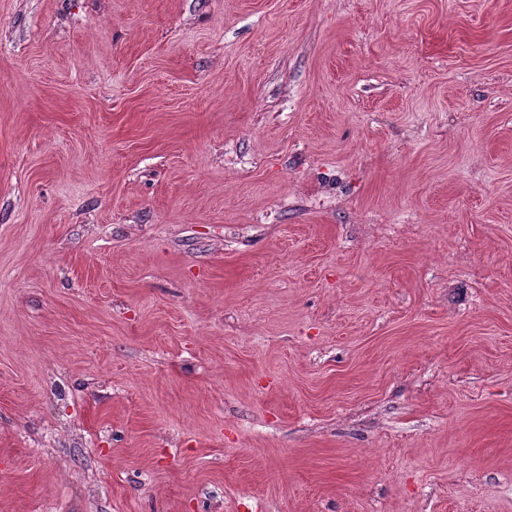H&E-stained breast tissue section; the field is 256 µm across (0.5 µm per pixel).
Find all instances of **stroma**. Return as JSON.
I'll use <instances>...</instances> for the list:
<instances>
[{
	"mask_svg": "<svg viewBox=\"0 0 512 512\" xmlns=\"http://www.w3.org/2000/svg\"><path fill=\"white\" fill-rule=\"evenodd\" d=\"M0 512H512V0H0Z\"/></svg>",
	"mask_w": 512,
	"mask_h": 512,
	"instance_id": "stroma-1",
	"label": "stroma"
}]
</instances>
